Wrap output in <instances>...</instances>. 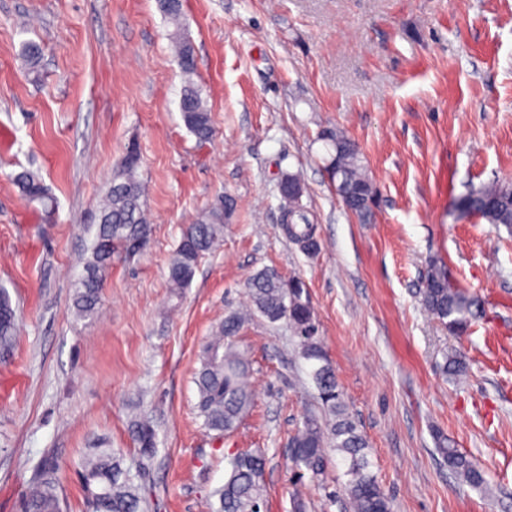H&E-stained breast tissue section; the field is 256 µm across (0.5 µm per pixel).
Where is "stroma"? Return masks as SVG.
Instances as JSON below:
<instances>
[{
  "mask_svg": "<svg viewBox=\"0 0 512 512\" xmlns=\"http://www.w3.org/2000/svg\"><path fill=\"white\" fill-rule=\"evenodd\" d=\"M195 80L211 110L198 144L179 111L184 79L157 0H0V286L18 336L0 355V512H23L42 460L57 466L65 512H86L77 464L106 440L141 468L151 512H210L230 452L266 457L267 512H345L344 466L298 482L288 439L316 389L286 325L246 324L256 398L233 433L202 429L200 351L264 267L308 287L324 350L395 512H512V233L459 216V198L512 183V0H185ZM39 43L36 67L23 56ZM360 146L375 218L344 210L319 135ZM141 155L148 248L104 275L101 311L72 309L86 226L129 144ZM56 200L40 223L13 174ZM302 203L322 249L284 235L279 184ZM237 206L221 246L173 296L168 263L184 225L219 197ZM482 312L457 338L418 292L431 262ZM466 373L447 378L445 354ZM149 417L155 456L139 461L131 420ZM488 472L458 483L435 432Z\"/></svg>",
  "mask_w": 512,
  "mask_h": 512,
  "instance_id": "obj_1",
  "label": "stroma"
}]
</instances>
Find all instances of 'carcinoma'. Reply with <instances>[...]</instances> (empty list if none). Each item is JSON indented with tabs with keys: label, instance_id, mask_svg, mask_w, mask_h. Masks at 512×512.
<instances>
[{
	"label": "carcinoma",
	"instance_id": "cac0c4a2",
	"mask_svg": "<svg viewBox=\"0 0 512 512\" xmlns=\"http://www.w3.org/2000/svg\"><path fill=\"white\" fill-rule=\"evenodd\" d=\"M160 11L172 27L169 39L178 65L185 76L180 112L187 130L200 142L213 134L210 109L202 91L193 80L196 57L192 43L184 35L182 0H158ZM322 141L327 146L331 179L344 207L368 222L372 218L371 202L375 187L362 164L357 143L340 130H326ZM141 158L136 146L127 149L112 182L99 206L96 230L86 263V274L79 281L73 309L77 317L90 319L99 313L102 272L116 259L130 258L145 249L151 227L143 201V184L139 169ZM14 184L29 201L41 205L50 215L54 199L42 179L22 171L13 176ZM291 186L281 196V209L287 223L283 233L302 253L315 255L320 249L317 226L310 223L301 204L304 187L290 176ZM234 207L226 196L205 209L197 220L185 227L180 243L168 264V284L178 296L189 287L205 255L215 250L224 236V223ZM464 215H478L490 224L512 227V185L483 186L459 201ZM248 309L230 310L224 315L214 336L203 347L200 368L195 373L197 410L203 425L219 435L234 431L249 413L254 392L249 383L250 362L238 349V337L245 324L259 316L271 324L283 322L296 339L302 358L310 363L311 377L318 391L323 413L304 417L289 442L290 460L299 478L314 481L327 464L326 449L331 445L345 464L349 512H394L391 498L381 488L372 471L369 443L348 412L336 370L327 358L314 318L306 285L298 277L285 278L277 269L266 267L248 280L245 288ZM423 309L448 332L466 333L479 311L478 300L454 286L448 269L434 263L426 274L420 292ZM17 335V315L9 294L0 289V351L8 352ZM444 374L456 377L466 371V363L457 354L445 355ZM130 434L133 447L143 457L156 453L158 440L151 421L146 417L132 420ZM438 451L456 478L474 488L487 484L486 472L473 464L447 439L437 436ZM265 456L243 451L227 461L224 485L213 491V512H261L264 508ZM55 464L44 469L27 495L24 512H63L58 491ZM79 477L87 512H147L149 504L134 476L123 465V456L105 443L84 458Z\"/></svg>",
	"mask_w": 512,
	"mask_h": 512
}]
</instances>
